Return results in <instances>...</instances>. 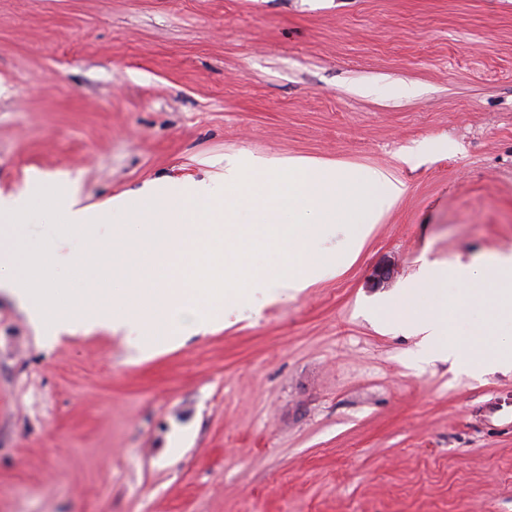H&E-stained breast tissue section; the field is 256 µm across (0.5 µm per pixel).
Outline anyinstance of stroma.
<instances>
[{
  "label": "stroma",
  "instance_id": "35a3bbf8",
  "mask_svg": "<svg viewBox=\"0 0 512 512\" xmlns=\"http://www.w3.org/2000/svg\"><path fill=\"white\" fill-rule=\"evenodd\" d=\"M237 153L407 190L335 276L146 354L0 289V512H512V372L372 316L422 259L512 251V0H0V193Z\"/></svg>",
  "mask_w": 512,
  "mask_h": 512
}]
</instances>
